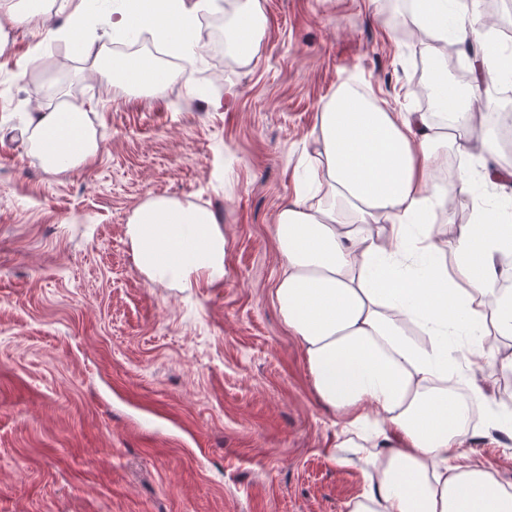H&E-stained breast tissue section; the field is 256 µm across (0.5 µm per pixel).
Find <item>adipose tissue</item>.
<instances>
[{"label": "adipose tissue", "instance_id": "1", "mask_svg": "<svg viewBox=\"0 0 512 512\" xmlns=\"http://www.w3.org/2000/svg\"><path fill=\"white\" fill-rule=\"evenodd\" d=\"M128 0L112 19L118 32L163 30L184 65L199 56L197 17L217 0ZM228 41L250 65L263 43L261 0H243ZM48 0H0V51L11 25L49 26ZM415 22L434 40L428 64V112H396L370 92L341 84L322 106L306 151L300 189L276 214L273 236L282 258L273 300L300 343L311 385L338 419L336 461L359 464L362 489L347 512H512V487L479 463L462 461L461 437L471 401L448 391L449 375L484 363L512 372V353L485 343L512 342V290L501 286L512 253V215L493 214L487 196L462 175L472 216L457 225L452 247L428 219L442 203L436 176L449 153L460 160L494 152L495 136L475 138L470 87H454L444 36L416 8ZM113 89L157 94L179 70L153 56H125L100 67ZM30 150L41 166L63 173L100 149L81 103L39 107L27 120ZM145 280L201 288L224 280V226L207 207L154 196L125 226Z\"/></svg>", "mask_w": 512, "mask_h": 512}]
</instances>
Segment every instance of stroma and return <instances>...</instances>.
<instances>
[{
	"instance_id": "stroma-1",
	"label": "stroma",
	"mask_w": 512,
	"mask_h": 512,
	"mask_svg": "<svg viewBox=\"0 0 512 512\" xmlns=\"http://www.w3.org/2000/svg\"><path fill=\"white\" fill-rule=\"evenodd\" d=\"M261 53L221 47L154 96L117 95L90 56L13 26L0 54V512H346L360 470L273 303V224L323 102L360 81L422 109L413 0H263ZM82 102L101 149L45 171L22 135L36 104ZM456 158L434 221L464 223ZM151 195L208 207L224 281L146 283L124 227ZM461 450L512 484V437Z\"/></svg>"
}]
</instances>
